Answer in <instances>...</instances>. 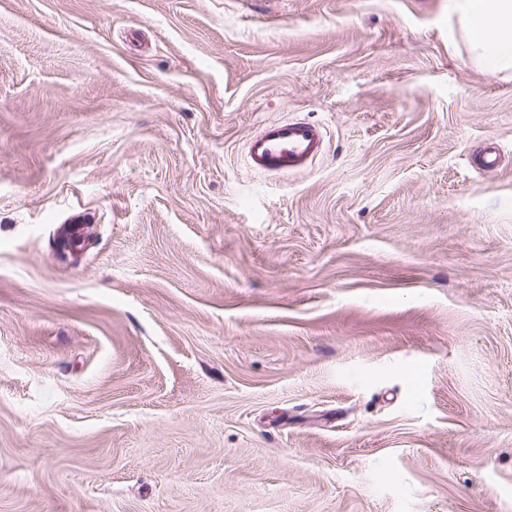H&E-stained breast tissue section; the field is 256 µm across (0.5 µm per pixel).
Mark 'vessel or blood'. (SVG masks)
<instances>
[{
    "label": "vessel or blood",
    "mask_w": 512,
    "mask_h": 512,
    "mask_svg": "<svg viewBox=\"0 0 512 512\" xmlns=\"http://www.w3.org/2000/svg\"><path fill=\"white\" fill-rule=\"evenodd\" d=\"M325 148V133L304 119L272 120L246 141V157L256 171L288 174L308 168Z\"/></svg>",
    "instance_id": "vessel-or-blood-1"
}]
</instances>
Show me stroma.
<instances>
[{"label": "stroma", "instance_id": "1", "mask_svg": "<svg viewBox=\"0 0 512 512\" xmlns=\"http://www.w3.org/2000/svg\"><path fill=\"white\" fill-rule=\"evenodd\" d=\"M0 512H512V77L450 0H0ZM325 136L320 127L305 119L272 120L246 140V157L259 172H299L323 153ZM81 224H85L82 225L84 229L82 235H77V233H73L69 236L65 235L66 232H69V228H67L65 232L61 233L57 238V247L59 251L64 254L74 256L75 258H78L83 254L91 240V233L89 231L91 226L90 224H86L85 221Z\"/></svg>", "mask_w": 512, "mask_h": 512}]
</instances>
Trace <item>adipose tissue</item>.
<instances>
[{
    "instance_id": "1",
    "label": "adipose tissue",
    "mask_w": 512,
    "mask_h": 512,
    "mask_svg": "<svg viewBox=\"0 0 512 512\" xmlns=\"http://www.w3.org/2000/svg\"><path fill=\"white\" fill-rule=\"evenodd\" d=\"M472 64L491 76L512 73V0H458Z\"/></svg>"
}]
</instances>
